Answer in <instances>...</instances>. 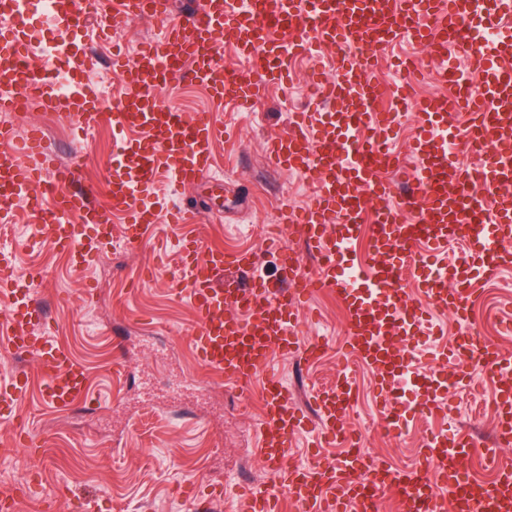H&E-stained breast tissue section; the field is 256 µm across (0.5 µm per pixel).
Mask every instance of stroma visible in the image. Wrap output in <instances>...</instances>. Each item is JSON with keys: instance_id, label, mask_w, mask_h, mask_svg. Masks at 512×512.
<instances>
[{"instance_id": "stroma-1", "label": "stroma", "mask_w": 512, "mask_h": 512, "mask_svg": "<svg viewBox=\"0 0 512 512\" xmlns=\"http://www.w3.org/2000/svg\"><path fill=\"white\" fill-rule=\"evenodd\" d=\"M158 32L159 23L151 18L130 20L113 29L98 18L88 19L72 33L76 64L68 80H87L95 88L110 82L107 97L119 100L124 89L112 80L109 61L113 51L134 57L139 45ZM333 58V52L324 49L313 60L292 61L291 89L267 88L250 112L216 103L208 90L190 78L172 80L170 93L180 110L215 113L224 130L215 145L214 179L183 188L163 177L157 185L159 203L194 207L199 213L197 223L160 225L145 243L105 249L85 270L74 272L58 250L30 246L37 219L22 203L13 202L14 222L5 242L13 254L14 275L23 277L30 266L48 270L40 290L51 308L48 329L88 365L93 397L90 403L57 412L44 399L35 358L16 365L0 362V374L17 369L29 374L25 426L44 440L40 455L29 460L32 473L24 478L26 501L21 512H192L188 491L207 492L223 479L243 476L255 463L258 399H234L213 374L197 365L189 341L194 315L175 296L177 242L192 234L208 246L255 250L260 257L259 272L278 277L279 250L255 236L252 228L277 223L283 206L306 208L312 199V176L272 168L266 143L285 130L292 112L311 106L308 76L316 68L330 71ZM434 67L426 49L399 42L379 57L372 75L387 86L402 78L420 93L441 94L443 84L430 75ZM15 124L19 131L12 141L0 142V155L29 164L23 145L30 127L39 126L46 149L58 163H77L80 186L96 188L95 198L100 202L105 199L104 167L113 144L141 136L137 129L118 135L103 125L85 139L60 122H49L44 112L28 113ZM89 289L95 297L88 302L84 293ZM311 306L314 313L302 316L299 330L306 336L328 339L324 356L311 365L281 357L270 364L271 373L288 383L293 404L314 412L313 392L335 381L337 372L346 366L356 389L346 425L359 434L370 463L394 471L418 467L424 439L450 424L470 432L484 447L492 446L496 422L489 407L494 389L489 382L475 393L462 383L438 392L437 401L449 406L452 420L413 418L400 438L374 428V377L343 349L342 305L334 295L322 293ZM511 311L512 273L483 285L473 299V326L491 336L507 356H512V321L507 318ZM438 319L445 331L422 337L415 372L433 375L445 370L478 377L473 363L451 359L439 364L437 356L452 339L456 324L445 312ZM117 339L122 342L125 362L119 375L111 369ZM190 375L201 380V387L186 385Z\"/></svg>"}]
</instances>
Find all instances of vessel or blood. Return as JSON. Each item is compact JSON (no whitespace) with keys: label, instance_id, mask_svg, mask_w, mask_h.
Masks as SVG:
<instances>
[{"label":"vessel or blood","instance_id":"b4317fda","mask_svg":"<svg viewBox=\"0 0 512 512\" xmlns=\"http://www.w3.org/2000/svg\"><path fill=\"white\" fill-rule=\"evenodd\" d=\"M33 0H0V111H51L70 129L87 134L109 118L115 130L138 128L135 143H119L105 193L107 206L93 204L90 190L76 187L74 167L57 164L39 130L26 151L31 164L0 157V223L12 221L7 204L24 201L37 214V233L83 271L116 237L126 244L146 242L157 225L183 221L184 208H162L155 201L158 173L180 186L197 184L212 167L213 146L222 129L214 113L183 112L163 99L170 80L182 72L209 85L219 101L249 109L263 89L288 82V62L308 55L313 45L336 49L332 75L315 73L314 109L294 113L288 131L267 145L270 163L281 170L315 172L316 192L302 211L283 209L280 223L299 231L315 270L291 252L282 254V277L257 275L250 251L227 252L193 237L178 245L177 296L196 319L190 344L198 365L230 384L238 395L260 393L256 454L278 475L277 487L249 486L238 512H379L383 492H391L395 512H512V463L495 451L485 461L497 473L486 487L463 467L475 440L470 433H434L423 444L419 468L394 472L365 467L359 441L344 419L353 400L349 383L321 387L313 421L291 403L287 382L268 368L281 356L309 363L322 358L324 338L302 336L300 311L319 291L335 294L346 310V349L378 379V425L399 437L406 406L396 394L411 381L414 349L426 308L451 313L459 331L451 350L474 352L486 365L500 367L498 346L475 338L469 321L478 286L512 265V200L488 203L484 190L512 179V0H203L191 19L174 17L169 0H55L50 16L57 36L56 71H37L27 51V13ZM111 13L113 23L150 17L164 24L162 34L141 45L134 60L113 58L112 73L124 87L109 114L88 85L59 92L57 75L73 64L69 33L80 21ZM424 44L441 79L463 71L478 78L479 91L459 83L454 95L412 97L401 92L394 108L383 107L385 88L370 69L392 43ZM235 48L242 68L224 66V51ZM420 112L422 120L405 152L390 148L398 112ZM465 113V125L451 123ZM471 140L472 167L450 161L461 139ZM414 170H407V159ZM127 217L124 230L111 221ZM372 219L365 262L352 247ZM465 250L449 259L448 244ZM416 278L423 303H415L404 282ZM29 286L13 277L8 251H0V357L24 351L38 361L50 405L65 412L90 397L88 376L69 350L53 337L34 333L44 309L33 304ZM31 378L23 371L0 379V420L14 424ZM414 382V381H411ZM416 389L432 394L439 383L424 377ZM491 406L496 441L512 445V376L500 375ZM316 434L318 441L342 443L349 457L332 464L284 467L293 439Z\"/></svg>","mask_w":512,"mask_h":512}]
</instances>
